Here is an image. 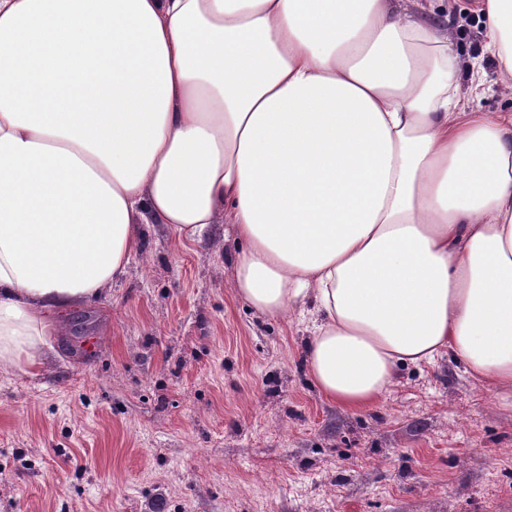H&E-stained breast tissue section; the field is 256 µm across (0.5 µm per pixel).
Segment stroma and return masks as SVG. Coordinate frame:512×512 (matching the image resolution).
<instances>
[{
  "label": "stroma",
  "mask_w": 512,
  "mask_h": 512,
  "mask_svg": "<svg viewBox=\"0 0 512 512\" xmlns=\"http://www.w3.org/2000/svg\"><path fill=\"white\" fill-rule=\"evenodd\" d=\"M477 0L448 28L475 112L512 110ZM124 274L70 313L41 366L0 371V512H512V408L450 354L373 405L326 399L308 324L229 285L241 244L145 224Z\"/></svg>",
  "instance_id": "1"
}]
</instances>
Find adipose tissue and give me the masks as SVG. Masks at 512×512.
<instances>
[{
  "label": "adipose tissue",
  "mask_w": 512,
  "mask_h": 512,
  "mask_svg": "<svg viewBox=\"0 0 512 512\" xmlns=\"http://www.w3.org/2000/svg\"><path fill=\"white\" fill-rule=\"evenodd\" d=\"M442 0H0V369L40 364L143 224L231 225L235 293L313 303L360 410L451 351L512 405V112H469ZM512 89V0H483Z\"/></svg>",
  "instance_id": "obj_1"
}]
</instances>
